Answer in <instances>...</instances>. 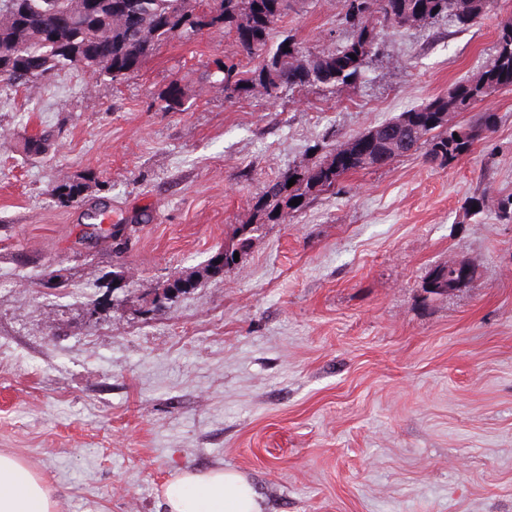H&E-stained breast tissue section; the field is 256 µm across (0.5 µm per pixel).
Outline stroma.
<instances>
[{
  "instance_id": "stroma-1",
  "label": "stroma",
  "mask_w": 512,
  "mask_h": 512,
  "mask_svg": "<svg viewBox=\"0 0 512 512\" xmlns=\"http://www.w3.org/2000/svg\"><path fill=\"white\" fill-rule=\"evenodd\" d=\"M345 11L297 0L271 40L342 46ZM510 17L495 0L468 27L387 30L357 84L275 99L225 96L216 61H259L207 27L121 80L77 68L0 90V453L58 512H161L164 481L215 466L265 512H512V222L496 217L512 89L477 102L498 123L460 159L345 175L224 277L151 304L250 223L268 181L475 78ZM174 81L184 104L166 112ZM38 134L50 149L26 158ZM72 180L87 188L67 206L52 188ZM96 213L131 225L123 256L86 232ZM451 263L469 286L427 294Z\"/></svg>"
}]
</instances>
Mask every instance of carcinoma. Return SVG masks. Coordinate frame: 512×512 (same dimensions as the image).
<instances>
[{
  "instance_id": "1",
  "label": "carcinoma",
  "mask_w": 512,
  "mask_h": 512,
  "mask_svg": "<svg viewBox=\"0 0 512 512\" xmlns=\"http://www.w3.org/2000/svg\"><path fill=\"white\" fill-rule=\"evenodd\" d=\"M292 0H206L207 12L195 11L194 0H0V62L15 56L23 65L0 74V84L18 87L47 75L83 67L102 79L137 73L156 45L209 26L235 32L240 51L261 59L254 70L224 63V91L242 96L259 87L271 98L284 90L309 86L353 84L380 54L382 27L403 28L416 18L430 24L451 15L463 26L480 19L487 0H346L352 36L343 46L298 57L294 43H269L276 24L288 14ZM356 58H350V55ZM512 87V20L500 23L494 55L474 79L455 83L447 93L401 113L361 134L363 152L339 165L342 149L308 166L292 167L267 183L254 206L250 224L236 227L231 247L239 255L268 224H282L288 215L335 193L340 179L360 170L380 169L395 158L418 150L428 161L448 164L469 153L494 131L497 118L483 112L463 126L442 122L440 116L470 112L491 88ZM293 186H288L290 179ZM81 182H65L52 192L62 204L83 200ZM299 205L292 206V200Z\"/></svg>"
}]
</instances>
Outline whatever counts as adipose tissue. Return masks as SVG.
Here are the masks:
<instances>
[{
    "label": "adipose tissue",
    "instance_id": "ef3b65f1",
    "mask_svg": "<svg viewBox=\"0 0 512 512\" xmlns=\"http://www.w3.org/2000/svg\"><path fill=\"white\" fill-rule=\"evenodd\" d=\"M163 512H263L251 480L225 467L186 470L161 489ZM0 512H55L41 479L16 457L0 453Z\"/></svg>",
    "mask_w": 512,
    "mask_h": 512
}]
</instances>
